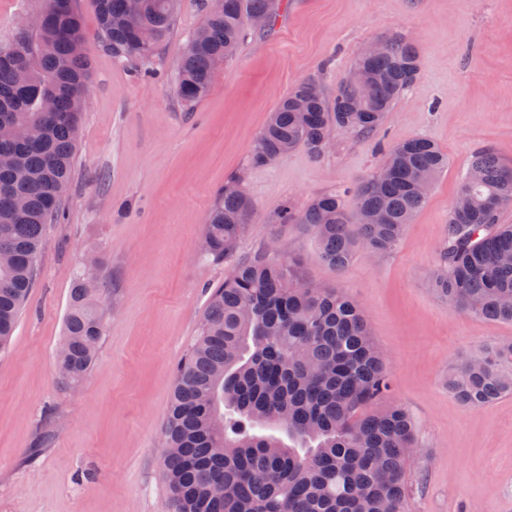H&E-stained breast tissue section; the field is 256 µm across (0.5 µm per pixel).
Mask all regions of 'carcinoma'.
<instances>
[{
    "label": "carcinoma",
    "instance_id": "carcinoma-1",
    "mask_svg": "<svg viewBox=\"0 0 512 512\" xmlns=\"http://www.w3.org/2000/svg\"><path fill=\"white\" fill-rule=\"evenodd\" d=\"M180 0H94L98 38L112 57L148 69ZM204 0L201 30L177 65L175 92L190 110L208 96L213 73L231 59L243 22L272 23L281 0ZM41 24L0 46V350L9 347L34 285L48 224L60 215L71 181L90 77L75 44L88 33L74 0H43ZM385 50L357 56L370 74L365 110L349 111L351 90L329 99L313 77L297 83L271 112L252 162L296 148L319 157L332 130L370 134L419 73L413 44L385 38ZM448 157L435 143L390 145L379 167L352 191L356 215L331 192L303 208L285 207L281 224H303L321 258L341 270L358 252L391 254ZM468 199L452 209L433 290L460 312L512 323V227L498 223L512 205V168L490 149L476 152L459 184ZM244 190L221 189L205 226L204 254L231 256L252 224ZM81 275L70 292L59 376L82 382L104 331L102 289ZM392 388L361 305L334 288L301 281L298 262L263 253L234 265L212 289L198 334L176 370L163 428L162 466L171 512H405L407 468L416 449L402 407L384 404ZM448 391L478 409L512 393V341L481 346L448 373Z\"/></svg>",
    "mask_w": 512,
    "mask_h": 512
}]
</instances>
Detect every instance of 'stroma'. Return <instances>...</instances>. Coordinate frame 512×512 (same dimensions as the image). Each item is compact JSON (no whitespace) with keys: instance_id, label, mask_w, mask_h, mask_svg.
Returning a JSON list of instances; mask_svg holds the SVG:
<instances>
[{"instance_id":"stroma-1","label":"stroma","mask_w":512,"mask_h":512,"mask_svg":"<svg viewBox=\"0 0 512 512\" xmlns=\"http://www.w3.org/2000/svg\"><path fill=\"white\" fill-rule=\"evenodd\" d=\"M91 79L64 216L48 225L35 285L0 352V512H166L161 432L175 369L198 332L209 289L235 262L278 239L304 280L362 305L391 378L388 403L412 416L418 445L406 512H512V394L469 410L448 390L458 357L512 341V323L450 307L430 286L472 155L492 149L512 167V0H283L272 25L246 28L209 95L185 109L176 66L202 23L180 0L149 73L117 64L94 40V0H78ZM411 41L420 71L374 133H332L321 157L305 149L272 166L252 148L281 98L320 79L328 95L365 44ZM425 137L448 156L425 206L396 249L325 263L314 235L280 224L285 204L352 189L391 143ZM241 176L256 205L232 258L204 255L216 192ZM106 288L96 361L79 387L56 370L69 295L87 258Z\"/></svg>"}]
</instances>
